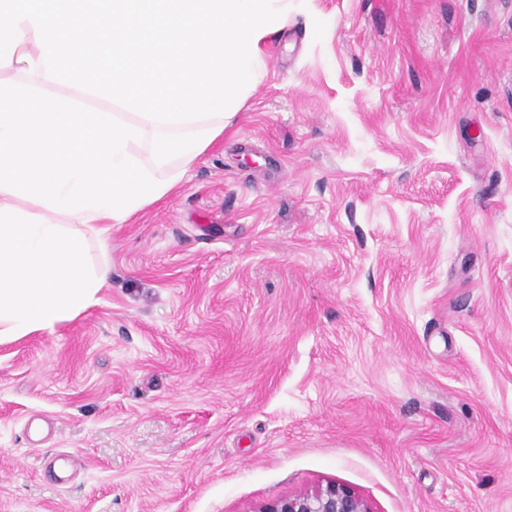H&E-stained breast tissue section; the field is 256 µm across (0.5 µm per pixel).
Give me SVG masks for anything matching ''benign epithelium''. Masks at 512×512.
Segmentation results:
<instances>
[{"label": "benign epithelium", "mask_w": 512, "mask_h": 512, "mask_svg": "<svg viewBox=\"0 0 512 512\" xmlns=\"http://www.w3.org/2000/svg\"><path fill=\"white\" fill-rule=\"evenodd\" d=\"M257 512H374L354 490L328 482L283 496Z\"/></svg>", "instance_id": "benign-epithelium-1"}]
</instances>
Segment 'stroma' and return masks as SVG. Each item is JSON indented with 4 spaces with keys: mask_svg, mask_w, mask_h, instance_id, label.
<instances>
[{
    "mask_svg": "<svg viewBox=\"0 0 512 512\" xmlns=\"http://www.w3.org/2000/svg\"><path fill=\"white\" fill-rule=\"evenodd\" d=\"M221 137L0 342V512H512V0H292ZM256 512H374L369 502L354 490L327 482L283 496Z\"/></svg>",
    "mask_w": 512,
    "mask_h": 512,
    "instance_id": "obj_1",
    "label": "stroma"
}]
</instances>
